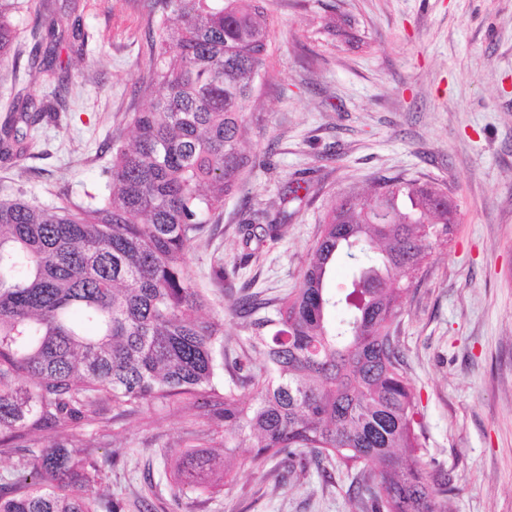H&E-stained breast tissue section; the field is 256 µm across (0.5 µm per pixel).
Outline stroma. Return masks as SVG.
<instances>
[{"mask_svg":"<svg viewBox=\"0 0 512 512\" xmlns=\"http://www.w3.org/2000/svg\"><path fill=\"white\" fill-rule=\"evenodd\" d=\"M44 21L80 23L85 60L70 43L55 76L29 70L36 52L23 17L14 61L0 65V117L13 81L60 108L38 125L26 158H0V198L44 207L104 191L112 144L130 143L150 98L158 30L172 15L146 0H34ZM271 49L245 148L261 165L195 240L197 287L237 351L232 308L245 294L277 302L300 283L339 195L382 178L436 183L457 210L431 245L393 325L417 405L424 459L450 481L442 512H512V0H266ZM352 28L347 44L329 21ZM283 225L246 257L242 227ZM224 262V282L210 270ZM189 425L178 404L116 414V441L84 432L104 462L98 487L123 512H358L353 476L328 464L288 474L277 463L239 473L216 492L185 489L172 503L161 449Z\"/></svg>","mask_w":512,"mask_h":512,"instance_id":"obj_1","label":"stroma"}]
</instances>
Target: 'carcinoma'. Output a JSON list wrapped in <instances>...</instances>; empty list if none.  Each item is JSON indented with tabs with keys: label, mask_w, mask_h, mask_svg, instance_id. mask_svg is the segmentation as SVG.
Wrapping results in <instances>:
<instances>
[{
	"label": "carcinoma",
	"mask_w": 512,
	"mask_h": 512,
	"mask_svg": "<svg viewBox=\"0 0 512 512\" xmlns=\"http://www.w3.org/2000/svg\"><path fill=\"white\" fill-rule=\"evenodd\" d=\"M157 2L177 23L160 28L151 107L135 113L133 143L112 148L101 197L50 208L0 200V454H20L0 483V512H121L95 492L82 431L108 438L107 409L171 402L210 423L175 452V499L278 457L303 470L310 456L357 470L360 512H438L448 480L420 455L391 326L406 292L398 278H415L456 209L440 187L400 179L339 197L299 288L272 311L237 304L244 335L227 361L224 319L204 318L188 250L260 166L241 145L270 55L264 0ZM29 9L0 0L1 65ZM31 35L46 45V73L63 36L80 53L87 42L53 22ZM54 111L50 97L13 89L0 155H27L31 130ZM340 261L352 273L331 292ZM226 366L232 386L221 390ZM46 432L66 442L46 447ZM221 447L224 456L211 452Z\"/></svg>",
	"instance_id": "obj_1"
}]
</instances>
